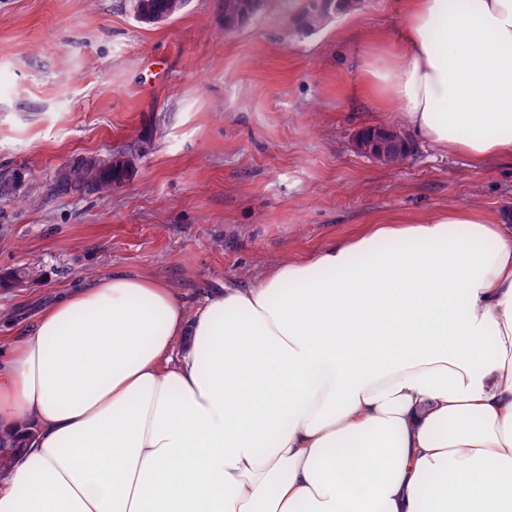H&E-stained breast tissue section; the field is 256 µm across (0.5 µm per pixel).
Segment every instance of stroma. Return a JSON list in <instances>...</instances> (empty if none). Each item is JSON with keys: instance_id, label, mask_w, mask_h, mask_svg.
<instances>
[{"instance_id": "35a3bbf8", "label": "stroma", "mask_w": 512, "mask_h": 512, "mask_svg": "<svg viewBox=\"0 0 512 512\" xmlns=\"http://www.w3.org/2000/svg\"><path fill=\"white\" fill-rule=\"evenodd\" d=\"M400 43V0H358L315 33L272 6L226 27L222 0L151 25L130 0H0V274L41 271L0 286V337L114 272L195 305L370 224L512 216V158L421 142L391 167L359 149L367 128L411 133L364 87ZM120 156L135 171L111 194L55 190L75 159Z\"/></svg>"}]
</instances>
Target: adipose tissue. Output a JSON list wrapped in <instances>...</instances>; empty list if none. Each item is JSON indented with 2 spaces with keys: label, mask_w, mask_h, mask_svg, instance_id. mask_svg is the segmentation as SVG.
Returning <instances> with one entry per match:
<instances>
[{
  "label": "adipose tissue",
  "mask_w": 512,
  "mask_h": 512,
  "mask_svg": "<svg viewBox=\"0 0 512 512\" xmlns=\"http://www.w3.org/2000/svg\"><path fill=\"white\" fill-rule=\"evenodd\" d=\"M366 85L442 151L512 155V0H404ZM5 351L0 512H512V225L474 209L195 308L105 276Z\"/></svg>",
  "instance_id": "obj_1"
}]
</instances>
